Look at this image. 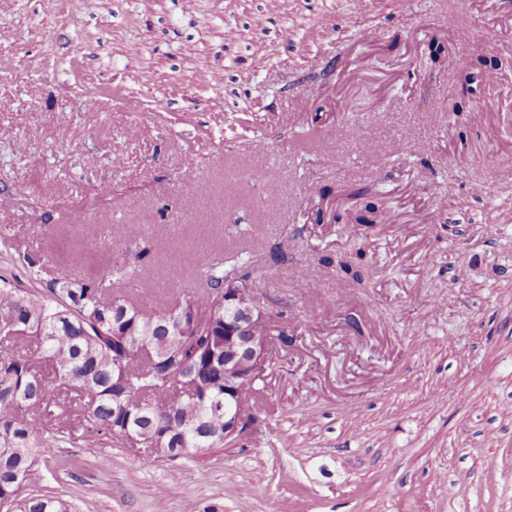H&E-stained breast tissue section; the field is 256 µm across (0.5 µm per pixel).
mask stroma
Here are the masks:
<instances>
[{
    "mask_svg": "<svg viewBox=\"0 0 512 512\" xmlns=\"http://www.w3.org/2000/svg\"><path fill=\"white\" fill-rule=\"evenodd\" d=\"M480 55L501 68L454 112ZM1 100L0 276L107 275L140 224L154 301L243 250L288 333L245 437L175 460L52 440L26 493L71 512H512V0H0ZM363 196L390 217L358 243L361 280L299 278L355 244L321 201Z\"/></svg>",
    "mask_w": 512,
    "mask_h": 512,
    "instance_id": "obj_1",
    "label": "stroma"
}]
</instances>
